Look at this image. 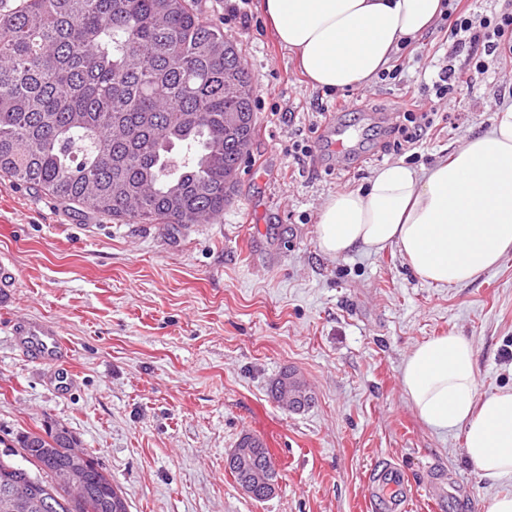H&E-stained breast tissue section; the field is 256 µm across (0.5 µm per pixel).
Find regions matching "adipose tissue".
<instances>
[{"mask_svg": "<svg viewBox=\"0 0 512 512\" xmlns=\"http://www.w3.org/2000/svg\"><path fill=\"white\" fill-rule=\"evenodd\" d=\"M444 0H264L263 10L309 83L369 87L393 57L430 30ZM316 237L330 258L395 247L419 280L456 286L512 254V103L488 131L425 172L401 162L377 168L365 187L326 198ZM400 384L429 428L458 432L472 472L512 483V388L479 396L474 347L457 333L416 345Z\"/></svg>", "mask_w": 512, "mask_h": 512, "instance_id": "obj_1", "label": "adipose tissue"}]
</instances>
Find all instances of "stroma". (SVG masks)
<instances>
[{"instance_id":"35a3bbf8","label":"stroma","mask_w":512,"mask_h":512,"mask_svg":"<svg viewBox=\"0 0 512 512\" xmlns=\"http://www.w3.org/2000/svg\"><path fill=\"white\" fill-rule=\"evenodd\" d=\"M202 0V18L236 43L253 87L255 134L235 195L214 224H123L74 216L57 199L0 177V441L59 423L93 452L129 512H375L370 474L404 473L408 512H434L431 470L448 473L446 512H487L495 487L463 458L460 434L430 430L399 380L403 358L456 332L475 349L479 394L512 386V254L475 281L421 282L396 248L332 259L315 233L336 191L401 162L429 169L487 130L512 102V58L477 73L453 52L446 22L394 57L401 74L338 92L312 86L250 0ZM453 64L460 104L434 100L432 127L395 148L397 114ZM347 156L325 149L329 123ZM315 145L312 156L294 143ZM58 323L65 369L27 358L15 318ZM291 371L311 404L283 407L272 388ZM271 433L288 458L278 489L242 494L225 460L246 434Z\"/></svg>"}]
</instances>
